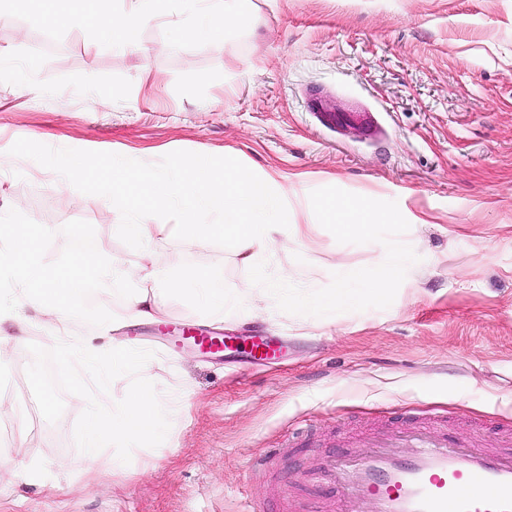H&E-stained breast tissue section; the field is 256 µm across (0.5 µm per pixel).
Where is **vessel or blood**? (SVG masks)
<instances>
[{"label": "vessel or blood", "instance_id": "1", "mask_svg": "<svg viewBox=\"0 0 512 512\" xmlns=\"http://www.w3.org/2000/svg\"><path fill=\"white\" fill-rule=\"evenodd\" d=\"M187 339L213 353L234 351L229 336L187 332ZM408 449L400 457L399 449ZM321 482L340 485L363 512H512V455L448 444L411 431L386 436L352 458H327Z\"/></svg>", "mask_w": 512, "mask_h": 512}]
</instances>
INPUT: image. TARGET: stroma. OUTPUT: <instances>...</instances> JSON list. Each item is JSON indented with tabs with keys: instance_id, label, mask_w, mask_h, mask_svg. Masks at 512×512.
I'll use <instances>...</instances> for the list:
<instances>
[{
	"instance_id": "35a3bbf8",
	"label": "stroma",
	"mask_w": 512,
	"mask_h": 512,
	"mask_svg": "<svg viewBox=\"0 0 512 512\" xmlns=\"http://www.w3.org/2000/svg\"><path fill=\"white\" fill-rule=\"evenodd\" d=\"M252 26L223 44L171 48L193 20L178 7L149 21L142 47L85 42L78 15L31 25L0 18V212L16 208L55 230L93 225L98 250L134 276L143 263L176 277L205 267L227 295L251 271L224 240L113 234L128 216L97 188L61 186L69 157L94 151L174 176L183 162L233 155L310 197H367L398 214L368 240L340 239L317 210L297 212L307 238L277 251L290 287L318 294L383 247L413 259L383 303L300 310L297 296L254 316L213 311L185 291L164 324L124 319L111 289L90 298L117 318L114 336L153 351L148 380L177 402L155 448L137 447L125 473L90 483L74 427L86 401L65 395L48 423L29 386L28 343L56 342L43 315L24 311L0 331L24 337L0 357V512H333L321 462L413 427L495 448L512 423V0H251ZM37 62L52 82L25 91L11 62ZM316 99L321 112L308 109ZM369 112L374 132L323 112ZM185 327L239 337L242 353L210 356L173 345ZM254 335L283 342L279 359L249 362ZM25 443H18V435ZM51 471L57 489L15 477L14 461Z\"/></svg>"
}]
</instances>
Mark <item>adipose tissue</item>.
<instances>
[{
  "mask_svg": "<svg viewBox=\"0 0 512 512\" xmlns=\"http://www.w3.org/2000/svg\"><path fill=\"white\" fill-rule=\"evenodd\" d=\"M128 2L127 10L112 16L89 13L83 21L87 41L94 45L139 48L145 22L168 14L175 0ZM199 2L196 22L178 33L176 43L206 41L218 45L228 32L248 25L253 19L250 0ZM63 184L73 191L100 185L104 204L114 211L137 215V223L114 225L115 234L135 240L176 234L198 244L224 239L242 264L252 270L257 288L247 299L250 308L258 309L260 304L274 300L287 302L288 278L271 273L262 250L287 246L289 240L306 236L308 227L289 223L288 196L269 174L232 160L220 166L192 161L182 166L176 179L168 180L153 167L110 165L88 153L67 160ZM303 204L316 208L341 238L368 239L377 225L390 224L395 219L394 212L380 208L373 199L326 194L304 199ZM168 211L173 212L174 223H153L155 214ZM410 262L402 248H390L380 263L350 271L344 286L330 295L302 291L301 304L306 308H350L365 299L383 301L399 285ZM139 278L142 287L130 298L126 309L127 318L134 321L160 320L166 313L164 295L180 293L187 281L205 304L220 309L226 303L223 287L205 268L191 271L182 280L144 267ZM161 281L166 284L162 290L157 287Z\"/></svg>",
  "mask_w": 512,
  "mask_h": 512,
  "instance_id": "obj_1",
  "label": "adipose tissue"
}]
</instances>
